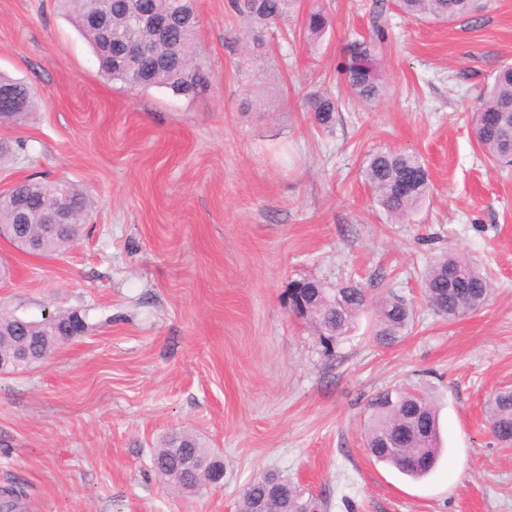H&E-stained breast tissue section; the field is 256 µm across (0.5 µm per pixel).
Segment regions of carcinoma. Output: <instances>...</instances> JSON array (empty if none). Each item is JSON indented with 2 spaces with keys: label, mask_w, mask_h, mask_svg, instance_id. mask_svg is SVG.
<instances>
[{
  "label": "carcinoma",
  "mask_w": 512,
  "mask_h": 512,
  "mask_svg": "<svg viewBox=\"0 0 512 512\" xmlns=\"http://www.w3.org/2000/svg\"><path fill=\"white\" fill-rule=\"evenodd\" d=\"M67 16L87 41L98 58L103 75L120 81L131 89L166 88L174 94L195 97L206 83V77L194 63V46L198 26L194 0H108L107 26L112 43H107L104 32L87 20L96 9L92 0H63ZM397 8L414 19H433L449 23L461 17L473 18L477 12L476 0H396ZM145 7L158 15L180 14L183 22L172 28L168 39L159 41L153 31L132 28L131 15ZM231 7L253 28L262 31L277 23L286 22L300 9L299 0H231ZM382 10H375L372 34L348 44L340 71L345 75L353 94L370 103L383 93L385 76L378 51L385 32L379 23ZM329 25L321 11L306 14L303 28L308 39L321 37ZM138 43L149 50L145 57H128L126 64L113 65L115 54L124 45ZM8 89L17 97H0V122L20 125L35 108L31 90L22 82L0 74V91ZM312 123L328 129L333 126L338 112L336 99L330 95L315 94L306 102ZM472 129L475 141L489 160L501 165L512 163V64L501 66L487 84L480 101L472 110ZM372 191L374 201L395 224L405 222L428 197L431 180L420 157L397 150L372 153L362 170ZM66 187L67 201L75 214V224L62 236L44 237L41 226L31 224L30 236L41 239V254L59 255L66 252L79 238L89 207L84 191L68 180L43 177L25 182L21 189L34 191L31 204L34 209L53 203L58 183ZM294 288L312 291L301 319L314 330L324 348L329 350L355 329L361 312L371 301L356 285L328 288L316 280H302ZM424 300L438 313L454 319L480 309L490 293V282L480 266L455 252H448L430 263L422 282ZM381 340L398 336L410 320V309L399 299L380 304ZM72 315L51 313L37 321L15 325L14 314L0 310V328L9 335H0V349L17 346L47 359L66 342L65 330ZM490 425L493 436L505 446L512 445V392L498 393L493 399ZM167 438L153 456L156 473L175 490L205 489L196 476L185 474L179 459L171 454ZM366 445L369 455L379 463L396 468L402 474L418 479L428 475L436 466L442 448L434 404L427 395L409 393L403 388L386 389L372 397L366 405ZM280 487V495L272 501L276 512H324L325 504L300 486L274 474L255 478L243 494L239 512H253L255 503L268 491V485ZM22 491L5 488L0 491V512H20Z\"/></svg>",
  "instance_id": "cac0c4a2"
}]
</instances>
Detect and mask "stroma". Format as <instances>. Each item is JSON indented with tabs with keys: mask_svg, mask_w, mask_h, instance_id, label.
Wrapping results in <instances>:
<instances>
[{
	"mask_svg": "<svg viewBox=\"0 0 512 512\" xmlns=\"http://www.w3.org/2000/svg\"><path fill=\"white\" fill-rule=\"evenodd\" d=\"M476 21H415L387 8L384 95L365 104L338 65L371 26L373 0H302L300 18L248 45L229 0H196L194 98L105 79L59 0H0V72L36 97L26 123L0 126L22 150L0 189L43 176L93 200L82 238L33 256L0 238V305L52 310L84 332L34 368L0 374V487L23 512H237L267 472L304 486L325 512H512V447L488 429L512 389V167L488 162L470 112L512 63V0H478ZM338 101L315 128L313 94ZM420 155L432 191L389 223L361 170L368 153ZM475 258L492 293L449 320L422 296L429 259ZM352 283L412 309L394 340L368 307L334 354L288 309L295 281ZM401 387L429 394L442 446L420 480L374 462L364 407ZM219 452L221 487L185 496L153 468L167 434Z\"/></svg>",
	"mask_w": 512,
	"mask_h": 512,
	"instance_id": "1",
	"label": "stroma"
}]
</instances>
